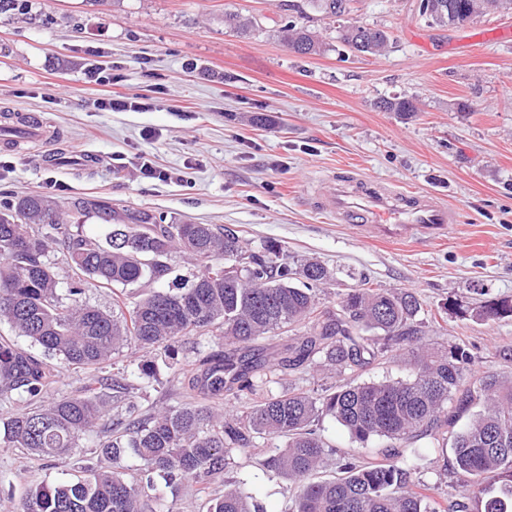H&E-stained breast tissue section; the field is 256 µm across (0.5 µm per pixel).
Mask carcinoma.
Listing matches in <instances>:
<instances>
[{"instance_id": "carcinoma-1", "label": "carcinoma", "mask_w": 512, "mask_h": 512, "mask_svg": "<svg viewBox=\"0 0 512 512\" xmlns=\"http://www.w3.org/2000/svg\"><path fill=\"white\" fill-rule=\"evenodd\" d=\"M350 0H310L330 19L349 13ZM422 11L439 25L459 26L487 9L512 10V0H429ZM224 24L245 33L251 18L224 16ZM285 39L302 55H317L323 43L294 24L282 27ZM340 40L350 49L376 54L389 37L380 29L345 24ZM389 112L416 111L406 98L383 100ZM78 218L115 222L102 241L72 230L52 199L30 194L0 211V323L68 368L94 372L122 355L131 344L171 360L196 395L177 407L140 412L130 377H150L152 362L122 372L127 402L110 415L99 394L103 380L91 378L77 395L12 415L4 423L0 445L25 448L69 466L80 441L102 424L111 437L99 444L103 457L117 461L127 452L166 484L186 479L208 494V479L252 458L257 440H280L274 453L259 461L296 486L289 512H448L438 486L414 479V455L392 448L382 458L343 457L336 476L319 469L328 445L314 428L330 416L352 439L412 440L450 432L454 468L462 477V495L484 502L481 512H512V380L473 370L465 346L427 347L415 323L420 303L409 290L361 286L351 289L334 311L319 310L315 289L330 280L316 261H289L281 246L266 242L254 249L236 229L191 221L164 223L147 211L118 215L105 200H78ZM65 257L71 275L66 294L52 252ZM181 257L190 276H172L170 261ZM236 267V275L215 271ZM156 288L118 314L82 300L83 284L113 288ZM485 320L512 317V300H490L479 310ZM304 327L272 358L259 341L282 329ZM387 342L379 343L378 334ZM218 336V349L210 337ZM192 339L195 362L178 360L176 345ZM402 359L413 369L408 380L346 382L321 392L283 387V377L317 364L345 378L374 362ZM3 392L19 391L34 401L57 383L55 367L22 349L0 343ZM246 400L239 410L232 401ZM508 476L498 493L492 481ZM114 468L82 467L71 477L29 486L16 512H155L149 490ZM206 512H264L241 481H224V494L207 501Z\"/></svg>"}]
</instances>
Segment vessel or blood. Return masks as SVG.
I'll use <instances>...</instances> for the list:
<instances>
[{
    "mask_svg": "<svg viewBox=\"0 0 512 512\" xmlns=\"http://www.w3.org/2000/svg\"><path fill=\"white\" fill-rule=\"evenodd\" d=\"M318 208L340 223L368 226L385 237H400L414 230L434 236L447 232L449 224L456 221L435 193L383 188L362 174L327 181Z\"/></svg>",
    "mask_w": 512,
    "mask_h": 512,
    "instance_id": "vessel-or-blood-1",
    "label": "vessel or blood"
}]
</instances>
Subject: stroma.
I'll return each mask as SVG.
<instances>
[{
  "instance_id": "1",
  "label": "stroma",
  "mask_w": 512,
  "mask_h": 512,
  "mask_svg": "<svg viewBox=\"0 0 512 512\" xmlns=\"http://www.w3.org/2000/svg\"><path fill=\"white\" fill-rule=\"evenodd\" d=\"M420 0H351L349 21L386 31L384 52L351 51L339 22L308 0H26L0 14V112H24L55 133L51 145L0 141V209L28 194L69 208L79 198L148 211L168 221L230 226L260 246L320 262L334 280L319 291L335 308L361 280L416 293L423 343L467 345L475 368L512 378V319L482 320L478 307L512 299V13L490 10L457 28L428 24ZM255 18L246 35L224 15ZM308 26L324 51L305 56L281 37ZM100 61L116 92L143 111L96 109L84 75ZM408 98L414 114L380 109ZM100 163L81 162L82 150ZM158 174H142L143 159ZM364 174L388 188L436 192L457 214L444 236L361 238L312 200L329 179ZM317 429L341 454L374 459L389 440L354 442L332 418ZM419 477L458 501L444 470L449 440L411 445ZM48 459L0 446V512L27 486L55 481ZM265 512H287L294 484L242 460Z\"/></svg>"
}]
</instances>
